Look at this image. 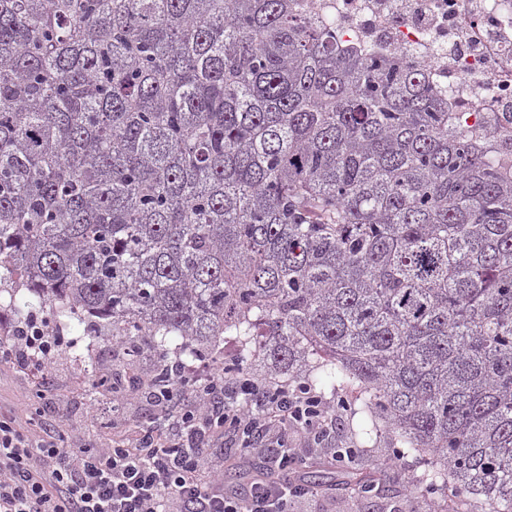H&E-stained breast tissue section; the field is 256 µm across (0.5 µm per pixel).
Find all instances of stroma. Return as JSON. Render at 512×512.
<instances>
[{"label":"stroma","instance_id":"stroma-1","mask_svg":"<svg viewBox=\"0 0 512 512\" xmlns=\"http://www.w3.org/2000/svg\"><path fill=\"white\" fill-rule=\"evenodd\" d=\"M53 326L65 336L69 347L55 362L51 397L46 402L47 412L69 425L90 448L108 446L113 427L153 414V406L137 391L128 392L118 406L110 397L91 394L86 372L87 367L92 366L101 373L116 371L127 376L136 372L145 377L152 368L151 356H141L131 365L121 363L113 360L109 341L91 339V331L86 324L75 320L67 323L54 320ZM89 409L98 418L96 425L89 426L84 422L85 412ZM330 417L334 426L332 436L337 443L361 449L362 468H369L373 459L387 457L388 450L383 440L376 436H363L359 431L358 418L351 411L339 408L331 412ZM422 469L421 463L408 456L397 461L392 469L378 473L376 479L384 485L385 491L369 499L364 505V512H386L390 504L404 501Z\"/></svg>","mask_w":512,"mask_h":512}]
</instances>
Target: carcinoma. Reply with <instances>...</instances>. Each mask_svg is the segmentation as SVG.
I'll list each match as a JSON object with an SVG mask.
<instances>
[{
    "mask_svg": "<svg viewBox=\"0 0 512 512\" xmlns=\"http://www.w3.org/2000/svg\"><path fill=\"white\" fill-rule=\"evenodd\" d=\"M470 116L294 0H0V283L152 355L155 394L233 336L346 390L417 495L512 512V150Z\"/></svg>",
    "mask_w": 512,
    "mask_h": 512,
    "instance_id": "1",
    "label": "carcinoma"
}]
</instances>
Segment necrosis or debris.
I'll list each match as a JSON object with an SVG mask.
<instances>
[{"label":"necrosis or debris","mask_w":512,"mask_h":512,"mask_svg":"<svg viewBox=\"0 0 512 512\" xmlns=\"http://www.w3.org/2000/svg\"><path fill=\"white\" fill-rule=\"evenodd\" d=\"M343 44L423 68L460 112H490L512 138V0H297Z\"/></svg>","instance_id":"necrosis-or-debris-1"}]
</instances>
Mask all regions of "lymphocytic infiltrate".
<instances>
[{
	"instance_id": "f902f5d3",
	"label": "lymphocytic infiltrate",
	"mask_w": 512,
	"mask_h": 512,
	"mask_svg": "<svg viewBox=\"0 0 512 512\" xmlns=\"http://www.w3.org/2000/svg\"><path fill=\"white\" fill-rule=\"evenodd\" d=\"M59 350L49 325L31 316L0 335V365L49 391ZM155 423H137L107 448H88L59 420L42 419L28 394L0 413V512H288L315 497L299 473L307 457L289 432L330 439L326 401L308 387L248 377L208 365L194 388L175 383L153 398ZM255 433L241 460L270 457L271 471L241 495L223 486V465L208 460L225 434Z\"/></svg>"
}]
</instances>
